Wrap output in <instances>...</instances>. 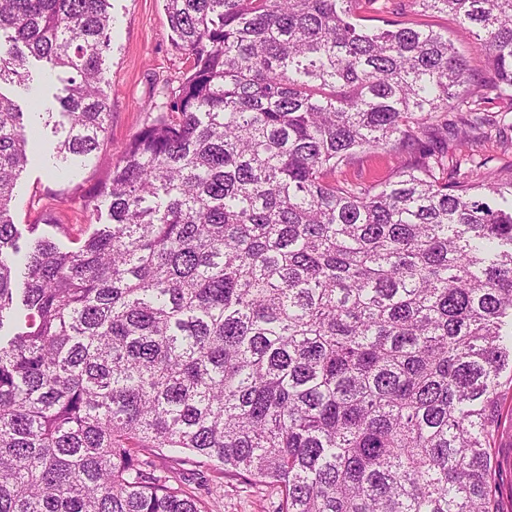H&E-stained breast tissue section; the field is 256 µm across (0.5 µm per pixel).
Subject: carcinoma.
<instances>
[{
    "mask_svg": "<svg viewBox=\"0 0 512 512\" xmlns=\"http://www.w3.org/2000/svg\"><path fill=\"white\" fill-rule=\"evenodd\" d=\"M389 0H165L188 66L108 166L112 223L17 262L28 134L0 93V512H208L153 456L283 488L279 512H500L512 173L448 170L512 101V0H412L480 41L369 27ZM110 0H0V85L60 82L96 165ZM388 178L350 175L362 154Z\"/></svg>",
    "mask_w": 512,
    "mask_h": 512,
    "instance_id": "obj_1",
    "label": "carcinoma"
}]
</instances>
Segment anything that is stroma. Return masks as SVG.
I'll use <instances>...</instances> for the list:
<instances>
[{
  "label": "stroma",
  "mask_w": 512,
  "mask_h": 512,
  "mask_svg": "<svg viewBox=\"0 0 512 512\" xmlns=\"http://www.w3.org/2000/svg\"><path fill=\"white\" fill-rule=\"evenodd\" d=\"M111 4V49L106 60L108 82L104 86L111 116L101 152L115 159L148 119L165 111L169 93L177 87L184 65L171 43L164 0H111ZM387 17L422 21L448 35L474 70L483 68L480 47L459 33L451 16L420 17L410 0H392ZM54 91L37 66L32 69L29 88L0 86V93L16 102L25 121L39 127L41 156L29 162L22 172L12 202L18 243L22 246L36 233L68 246L110 221L107 207H96L94 201L106 181V166L72 167L61 177L49 172L56 161L55 139L44 116L36 115L35 109L40 104L51 107ZM474 154L476 159L487 160L491 169L512 170V127L501 125L492 130L490 138L475 145ZM51 204L61 212L63 225L38 223V216ZM494 459L501 490L500 508L502 512H512V391L508 389L503 392ZM155 466L158 474L179 477L184 486L206 498L209 512H276L282 498L277 484H256L184 457L161 456L156 458Z\"/></svg>",
  "instance_id": "35a3bbf8"
}]
</instances>
